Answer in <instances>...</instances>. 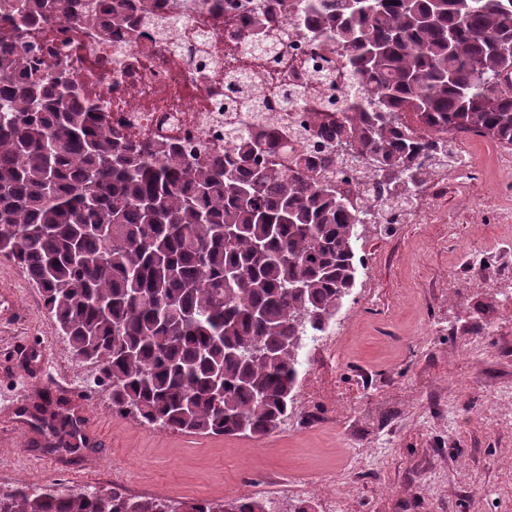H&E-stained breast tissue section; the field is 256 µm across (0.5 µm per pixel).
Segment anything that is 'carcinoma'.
<instances>
[{
  "label": "carcinoma",
  "instance_id": "carcinoma-1",
  "mask_svg": "<svg viewBox=\"0 0 512 512\" xmlns=\"http://www.w3.org/2000/svg\"><path fill=\"white\" fill-rule=\"evenodd\" d=\"M69 0H12L0 41V255L41 289L72 353L97 365L112 410L148 428L261 437L292 412L299 350L323 333L355 285L367 210L338 188L337 165L378 177L403 210L422 160L458 134L512 146V0H300L314 45L342 52L351 94L341 111L313 103L309 135L338 156L308 157L288 128L229 130L215 164L177 146L103 129L84 84L31 55L29 26ZM279 0L254 14L249 42H270ZM142 16L121 4L109 22L132 39ZM84 446L77 419L49 424ZM0 512H270L259 498L133 499L122 488L74 493L18 483Z\"/></svg>",
  "mask_w": 512,
  "mask_h": 512
}]
</instances>
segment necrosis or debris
<instances>
[{"label":"necrosis or debris","instance_id":"4bbe7bcc","mask_svg":"<svg viewBox=\"0 0 512 512\" xmlns=\"http://www.w3.org/2000/svg\"><path fill=\"white\" fill-rule=\"evenodd\" d=\"M261 0H154V22L137 42L121 30L102 26L45 27L38 46L55 52L71 75L86 78L108 70L98 96L106 128L134 140H160L190 155L214 162L224 159V126L237 115L224 109L225 83L247 75L248 86L260 85L267 102L253 127L289 125L295 147H308L304 130L308 113L286 108L282 86L303 96L319 86L320 73L334 80L332 94L347 86L339 52L324 51L321 67H313V47L295 26L281 39L285 63L270 66L249 56L243 38Z\"/></svg>","mask_w":512,"mask_h":512}]
</instances>
